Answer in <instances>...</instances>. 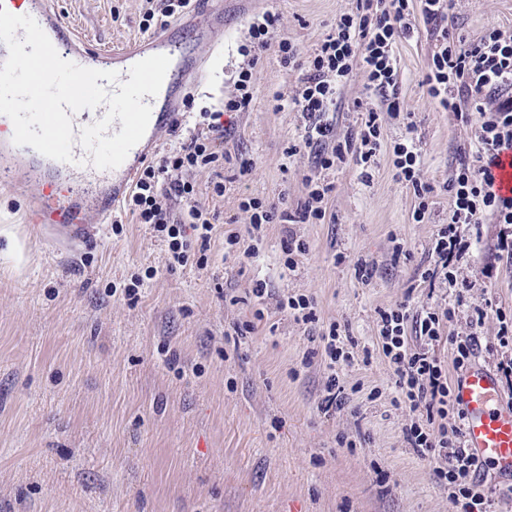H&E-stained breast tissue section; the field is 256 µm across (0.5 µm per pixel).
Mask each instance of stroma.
Listing matches in <instances>:
<instances>
[{
	"instance_id": "stroma-1",
	"label": "stroma",
	"mask_w": 512,
	"mask_h": 512,
	"mask_svg": "<svg viewBox=\"0 0 512 512\" xmlns=\"http://www.w3.org/2000/svg\"><path fill=\"white\" fill-rule=\"evenodd\" d=\"M64 24L91 48L108 51L145 39L146 9L164 0H52ZM353 0H226L224 29L213 43L224 56L213 79L195 88L190 122L222 109L242 67H250L255 96L228 114L225 153L250 159L236 177L196 169L186 178L206 187L228 178L223 196H203L220 232L208 265L168 270V244L124 208L94 218L76 242L47 238L22 223L24 199L0 189V512H453L446 488L408 448L403 429L411 414L394 405L393 370L379 347L383 309L455 306L448 330L476 333V360L489 369L512 360V262L497 248L498 225L463 224L471 240L455 268L465 288L422 277L428 253L449 215L443 186L474 135L478 114L462 120L444 111L420 82L432 53L429 26L396 48L399 97L414 113L421 174L435 186L428 221L414 222L415 198L392 163L402 119L378 105L382 150L363 181L353 161L324 171L333 190L326 218L293 230L307 247L287 267L282 228L269 225L259 254L241 265L224 255L223 232L246 234L244 197L287 192L289 207L307 196L314 157H285L305 121L273 97L293 95L301 71L284 67L275 51L250 60L242 50L248 23L276 18V40L311 52ZM466 42L488 30L512 34V0H455L447 21ZM354 70L330 120L338 137L357 131L355 104L367 100ZM122 224L115 232L114 224ZM373 276L355 274L357 260ZM142 277L137 299L123 286ZM267 283L265 303L251 295ZM313 301L318 320L297 322L277 307L283 294ZM237 296L236 305L224 302ZM487 307L476 320L475 307ZM263 319H255L256 308ZM253 324L240 343L236 328ZM339 325L356 345L352 365L329 369L321 339ZM344 387L343 409L320 407L330 375Z\"/></svg>"
}]
</instances>
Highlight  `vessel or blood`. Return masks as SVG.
<instances>
[{"label": "vessel or blood", "mask_w": 512, "mask_h": 512, "mask_svg": "<svg viewBox=\"0 0 512 512\" xmlns=\"http://www.w3.org/2000/svg\"><path fill=\"white\" fill-rule=\"evenodd\" d=\"M0 6L33 17L63 59L86 68L118 71L123 82L130 78L129 68L141 59L155 54L171 59L159 93L142 98L151 107L146 133L117 168L94 167L92 155L78 143L72 147L73 162L47 158L32 147L15 145L13 124L0 126V184L14 186L16 176L21 175L35 187L22 212L23 223L57 228L75 240L90 214L105 217L120 205L142 163L155 154L160 136L182 124V89L188 80L199 83L213 75L210 60L197 55L196 46L207 42L213 31L223 29L224 7L201 8L187 27L189 40H180L167 30L131 48L103 54L71 32L48 0H0ZM494 175L496 192L512 197V150L502 153ZM453 389L462 412L465 448L482 463L492 464L499 478L512 482V400L504 398L497 375L475 362L460 372Z\"/></svg>", "instance_id": "vessel-or-blood-1"}]
</instances>
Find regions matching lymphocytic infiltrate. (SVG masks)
<instances>
[{"label":"lymphocytic infiltrate","instance_id":"f902f5d3","mask_svg":"<svg viewBox=\"0 0 512 512\" xmlns=\"http://www.w3.org/2000/svg\"><path fill=\"white\" fill-rule=\"evenodd\" d=\"M452 2L356 0L354 9L337 16L332 32L309 54L291 42L275 41L274 15L266 14L250 23L248 54L257 59L274 48L282 65L303 72L297 93L289 98L277 96L276 106H292L305 120L300 144L289 145L287 155L302 148L310 150L318 168L317 173L306 176L308 193L296 210H289L282 195L273 200L244 198L240 207L250 212L254 232H262L271 224L286 225L282 239L285 252L305 254L306 244L295 239L288 227L324 220V201L332 185L321 178V171L350 157L361 166L362 178L370 179V169L382 148L376 109L365 107L357 131L339 144L334 143L333 127L324 115L356 69L364 72L368 90L386 102L388 112L400 114L395 48L414 36L412 17L418 14L436 26L434 49L422 79L427 95L455 114H462L469 105L480 116L471 156L459 160L448 182L449 222L437 234L424 276L429 280L441 276L449 285H456L454 266L470 248L457 227L486 219L498 225V249L512 260V197L501 196L493 188L499 155L512 148V36L495 29L475 43L451 37L444 22ZM201 124L200 132L181 138L172 151L140 172L127 199L138 223L165 238L173 263L181 266L187 265L194 246L208 248L215 229L198 188L184 174L197 168H219L228 161L222 149L227 130L220 114L202 113ZM415 126V121H407L409 135L394 144L393 154L400 179L412 188L418 201L412 217L420 223L431 215L435 188L421 178V155L410 135ZM173 200L183 204L182 218L172 217L168 204ZM454 316L451 307L414 314L407 304H399L381 311L379 343L394 369L397 395L393 402L408 407L413 414L404 429L410 448L431 461V474L447 486L456 512H492V496L485 492L479 476L481 464L463 444L462 413L448 381L449 368L463 369L475 356L477 339L472 334L451 338L453 359L448 364L434 351ZM410 330L419 338V346L409 343L406 333Z\"/></svg>","mask_w":512,"mask_h":512}]
</instances>
